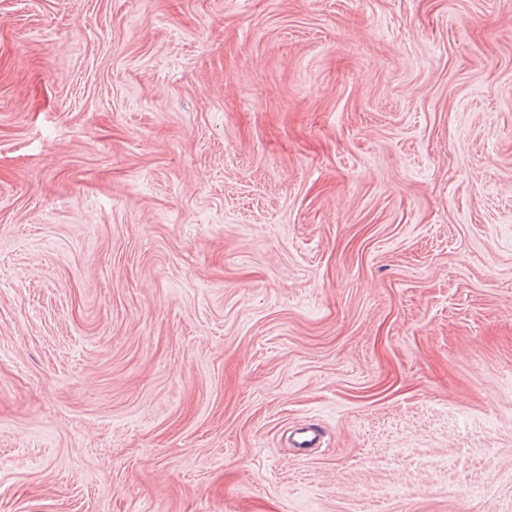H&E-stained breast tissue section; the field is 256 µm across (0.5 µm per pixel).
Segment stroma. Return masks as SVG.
Here are the masks:
<instances>
[{"mask_svg":"<svg viewBox=\"0 0 512 512\" xmlns=\"http://www.w3.org/2000/svg\"><path fill=\"white\" fill-rule=\"evenodd\" d=\"M0 512H512V0H0Z\"/></svg>","mask_w":512,"mask_h":512,"instance_id":"stroma-1","label":"stroma"}]
</instances>
